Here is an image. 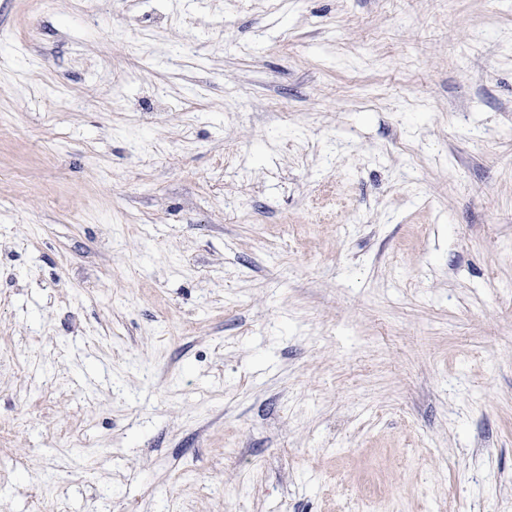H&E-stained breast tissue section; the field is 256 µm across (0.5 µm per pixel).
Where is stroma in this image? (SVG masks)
I'll use <instances>...</instances> for the list:
<instances>
[{
	"instance_id": "35a3bbf8",
	"label": "stroma",
	"mask_w": 512,
	"mask_h": 512,
	"mask_svg": "<svg viewBox=\"0 0 512 512\" xmlns=\"http://www.w3.org/2000/svg\"><path fill=\"white\" fill-rule=\"evenodd\" d=\"M0 512H512V0H0Z\"/></svg>"
}]
</instances>
